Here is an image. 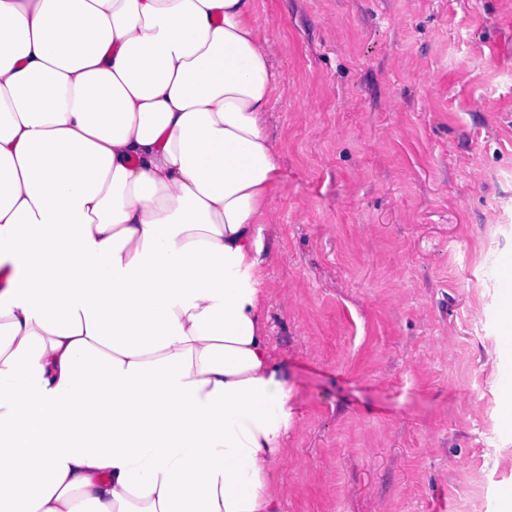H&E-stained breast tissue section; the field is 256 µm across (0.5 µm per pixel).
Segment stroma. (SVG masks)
<instances>
[{
    "label": "stroma",
    "mask_w": 512,
    "mask_h": 512,
    "mask_svg": "<svg viewBox=\"0 0 512 512\" xmlns=\"http://www.w3.org/2000/svg\"><path fill=\"white\" fill-rule=\"evenodd\" d=\"M281 512H512V0H256Z\"/></svg>",
    "instance_id": "stroma-1"
}]
</instances>
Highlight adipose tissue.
Here are the masks:
<instances>
[{"label":"adipose tissue","mask_w":512,"mask_h":512,"mask_svg":"<svg viewBox=\"0 0 512 512\" xmlns=\"http://www.w3.org/2000/svg\"><path fill=\"white\" fill-rule=\"evenodd\" d=\"M254 0H0V512H279Z\"/></svg>","instance_id":"1"}]
</instances>
